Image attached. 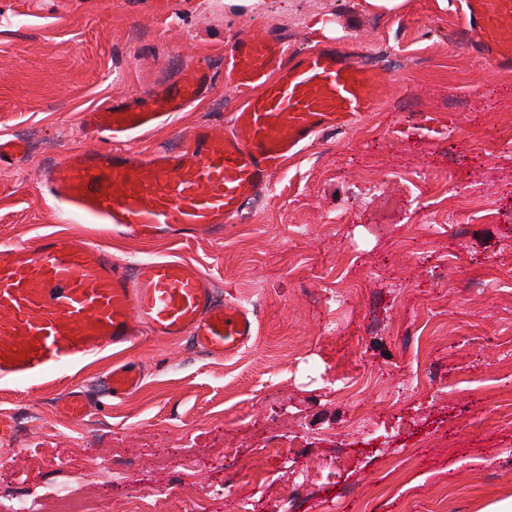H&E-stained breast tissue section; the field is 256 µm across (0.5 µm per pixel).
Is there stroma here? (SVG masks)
<instances>
[{
  "label": "stroma",
  "instance_id": "35a3bbf8",
  "mask_svg": "<svg viewBox=\"0 0 512 512\" xmlns=\"http://www.w3.org/2000/svg\"><path fill=\"white\" fill-rule=\"evenodd\" d=\"M459 25V0H0V133L27 145L0 162V244L58 227L125 260L174 253L259 324L229 358L152 337L101 358L76 383L119 360L144 384L80 421L55 411L63 381L0 393L15 425L0 512H483L512 497V70L459 49ZM253 29L367 58L389 84L378 111L318 137L220 237H114L45 204L44 168L92 146L82 112L187 63L210 68L211 92L143 148L223 128L224 49ZM465 196L482 207L459 222Z\"/></svg>",
  "mask_w": 512,
  "mask_h": 512
}]
</instances>
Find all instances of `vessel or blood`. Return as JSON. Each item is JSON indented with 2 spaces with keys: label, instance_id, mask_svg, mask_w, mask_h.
<instances>
[{
  "label": "vessel or blood",
  "instance_id": "1",
  "mask_svg": "<svg viewBox=\"0 0 512 512\" xmlns=\"http://www.w3.org/2000/svg\"><path fill=\"white\" fill-rule=\"evenodd\" d=\"M461 10L462 47L511 68L512 0H461ZM224 80L236 96L224 133L197 126L175 151L137 144L174 126L179 112L208 93L204 67H189L166 92L83 112L82 133L97 146L43 171L55 210L141 241L222 235L317 135L353 127L378 110L388 90L374 68L336 44L292 55L287 40L267 29L226 46ZM258 333L253 309L219 299L210 275L176 255L129 262L85 236L53 232L0 247L1 391L69 376L142 336L188 337L206 355L224 358ZM143 381L130 364L103 375L114 398ZM91 407L81 385L55 401L68 419L85 418Z\"/></svg>",
  "mask_w": 512,
  "mask_h": 512
}]
</instances>
